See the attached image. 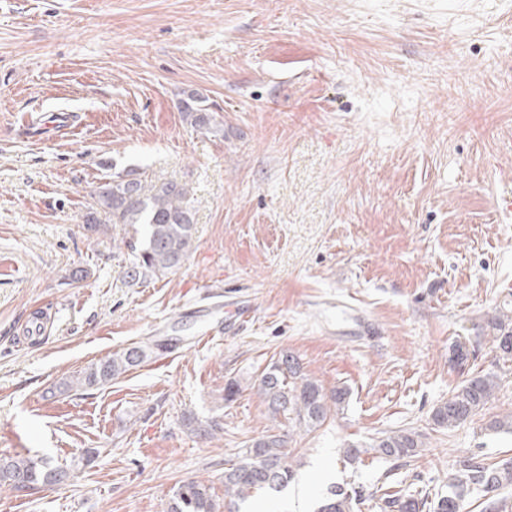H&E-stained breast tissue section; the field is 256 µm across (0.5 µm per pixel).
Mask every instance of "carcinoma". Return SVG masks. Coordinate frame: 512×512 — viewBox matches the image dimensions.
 Segmentation results:
<instances>
[{"label": "carcinoma", "mask_w": 512, "mask_h": 512, "mask_svg": "<svg viewBox=\"0 0 512 512\" xmlns=\"http://www.w3.org/2000/svg\"><path fill=\"white\" fill-rule=\"evenodd\" d=\"M180 111L192 127L200 130L209 129L215 120L202 98L193 93L181 100ZM184 194V188L175 182L147 186L137 178L117 176L96 188L94 204L86 215V228L94 233L100 230L99 213L111 224L144 226L136 260L127 269L126 277L146 281L161 276L180 267L194 245L195 224L180 205ZM489 326L498 360L512 362V315L502 312L489 320ZM152 353L150 345L133 343L90 364L74 380L62 382L60 391L104 387L146 362ZM498 386L499 377L493 371L479 372L460 382L449 392L448 400L433 408V424L448 430L460 426L493 399ZM257 392L272 419L284 418L308 430L325 422L347 398L345 389L328 392L318 381L305 376L297 360L288 354L264 369ZM421 447L420 434L401 429L382 435L367 448L351 445L344 449V456L352 463L369 452L384 459L401 460L416 456ZM59 472V467L43 458L0 456V485H8L17 492L22 490L21 481L36 490L54 483ZM294 475L284 439L271 432L224 469V498L228 503L219 504L208 485L193 480L176 488L168 512H240L238 506L259 492L280 491ZM507 487H512L511 461L496 465L474 455H463L453 464L448 494L435 500L425 495L396 496L386 501V507L391 512H462L465 499L475 491L489 494ZM360 500L361 495H353L340 486L330 491L318 512H354V505Z\"/></svg>", "instance_id": "carcinoma-1"}]
</instances>
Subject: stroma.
Wrapping results in <instances>:
<instances>
[{
	"mask_svg": "<svg viewBox=\"0 0 512 512\" xmlns=\"http://www.w3.org/2000/svg\"><path fill=\"white\" fill-rule=\"evenodd\" d=\"M191 92L212 129L185 120ZM119 173L185 190L195 242L166 276H125L142 226L84 229ZM510 197L512 0H0V455L97 451L63 483L0 486V512H167L191 479L223 500L285 351L349 396L315 430L280 423L295 477L245 512H316L337 485L383 512L447 493L459 455L512 459L487 428L512 410L488 326L512 312ZM140 342L151 358L110 386L57 392ZM491 369L486 408L435 427ZM398 429L414 458L345 461ZM498 386L499 377L494 371L463 380L449 392L448 400L433 408V424L448 430L460 426L493 399Z\"/></svg>",
	"mask_w": 512,
	"mask_h": 512,
	"instance_id": "stroma-1",
	"label": "stroma"
}]
</instances>
